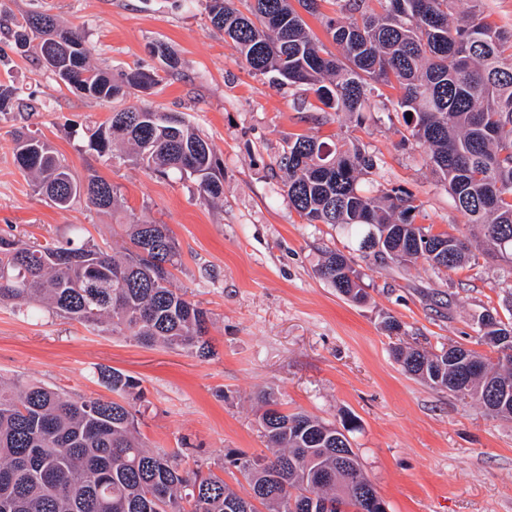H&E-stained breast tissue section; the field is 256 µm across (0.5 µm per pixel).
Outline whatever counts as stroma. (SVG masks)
<instances>
[{"mask_svg": "<svg viewBox=\"0 0 512 512\" xmlns=\"http://www.w3.org/2000/svg\"><path fill=\"white\" fill-rule=\"evenodd\" d=\"M0 9L17 18L43 11L78 27L96 67L117 75L140 66L160 76L115 105L87 98L59 82L36 50H13L1 30L8 62L0 64V83L37 109L0 115V230L41 241L80 226L108 246L124 224L167 225L182 257L174 283L208 310L213 347L201 359L48 310L31 319L0 305V379L105 397L98 368L134 376L144 395L129 403L148 448L192 449L242 495L249 487L225 454L266 453L254 396L271 389L291 412L328 423L356 417L352 447L389 512H512V420L405 374L393 355L399 343L432 350L461 344L493 355L478 318L488 309L512 318V268L480 254L471 266L439 274L362 256L340 228L306 223L283 190L277 161L289 138L332 144L345 137L376 157L373 174L360 180L369 195L406 190L419 207L417 224L473 238L427 149L405 140L395 90L380 87L383 112L321 110L313 91L252 73L200 0H0ZM160 43L175 68L152 54ZM116 106L181 114L221 164L223 199L203 200L194 178L160 176L90 150V133ZM21 127L47 139L76 176L93 171L111 182L119 209H60L35 193L13 160ZM331 251L353 258L363 302L319 276ZM392 318L401 334L387 331Z\"/></svg>", "mask_w": 512, "mask_h": 512, "instance_id": "1", "label": "stroma"}]
</instances>
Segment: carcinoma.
Instances as JSON below:
<instances>
[{
	"instance_id": "1",
	"label": "carcinoma",
	"mask_w": 512,
	"mask_h": 512,
	"mask_svg": "<svg viewBox=\"0 0 512 512\" xmlns=\"http://www.w3.org/2000/svg\"><path fill=\"white\" fill-rule=\"evenodd\" d=\"M212 26L239 52L250 71L275 81L306 85L337 112L371 108V84L399 91L395 103L414 142L428 146L429 162L469 223L480 227L486 252L512 263V30L483 15L482 0H469L460 21L454 0H329L339 17L327 32L334 55L309 29L292 0H203ZM17 49L60 39L61 50L44 63L67 87L110 102L130 89L147 90L156 74L136 68L115 78L89 63L76 28L53 17L8 16ZM0 83V114L34 112ZM129 145L127 159L153 173L176 170L198 178L203 199L224 194L220 163L198 130L174 113L127 107L112 110L89 137L98 154ZM17 168L58 208L118 205L112 183L96 174L75 176L51 143L21 128L14 134ZM376 161L351 140L334 147L298 135L279 162L288 200L309 224H330L358 238V250L387 256L404 267L420 262L455 270L472 259L458 236L414 223L411 194L393 190L366 196L360 177ZM121 250L103 249L82 230L45 243L0 233V303L26 312L32 306L98 331L213 354L210 317L200 303L172 287L182 265L165 224H129ZM351 259L332 251L319 275L342 296L364 297ZM482 336L498 348L491 359L463 346L440 352L398 346L403 371L448 392L468 397L491 414L512 419V320L481 315ZM113 398L72 397L34 383L0 381V512H341L370 509L377 492L363 473L341 427L279 407L274 393L258 395L259 421L271 455L240 453L233 464L248 484L240 495L212 469L184 466L181 452L146 448L138 418L126 402L138 379L101 369Z\"/></svg>"
}]
</instances>
